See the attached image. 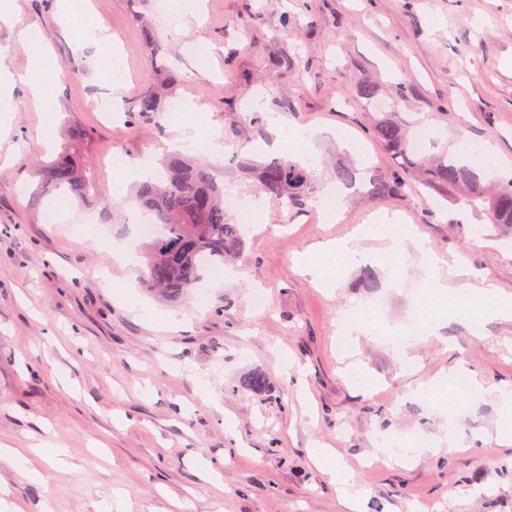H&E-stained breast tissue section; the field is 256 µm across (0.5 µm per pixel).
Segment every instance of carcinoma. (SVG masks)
<instances>
[{
    "label": "carcinoma",
    "mask_w": 512,
    "mask_h": 512,
    "mask_svg": "<svg viewBox=\"0 0 512 512\" xmlns=\"http://www.w3.org/2000/svg\"><path fill=\"white\" fill-rule=\"evenodd\" d=\"M160 107V98L148 95L136 104L137 117L148 118ZM371 133L389 153L408 156L405 129L388 113L376 119ZM410 164L422 169L421 184L396 172L374 174L369 179L371 195L419 197L423 188L464 186L469 193L466 205L475 208L481 204L491 223L512 227V176L488 179L459 159L439 158L427 163L413 158ZM161 167L160 172L138 184L135 201L163 225L164 232L137 246V251L145 257L141 280L147 291L159 299L177 302L202 279V259L222 265L243 251L245 225L227 217L224 187L190 157L172 155L161 162ZM245 167L255 170L260 189L290 218L301 213L319 191L318 178L308 163L276 157L261 163L247 161ZM357 175L354 167L344 164L337 165L334 172L336 182L347 188L356 185ZM44 192L81 202L101 195L90 169L81 167L66 148L41 167L34 194Z\"/></svg>",
    "instance_id": "cac0c4a2"
}]
</instances>
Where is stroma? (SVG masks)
Instances as JSON below:
<instances>
[{
  "instance_id": "stroma-1",
  "label": "stroma",
  "mask_w": 512,
  "mask_h": 512,
  "mask_svg": "<svg viewBox=\"0 0 512 512\" xmlns=\"http://www.w3.org/2000/svg\"><path fill=\"white\" fill-rule=\"evenodd\" d=\"M61 67L54 121L36 111L25 85L13 90L10 135L0 139V485L21 512H98L123 490L129 512H350L312 462L332 448L365 492L363 512H512V443L496 435L500 406L486 388H512V316L480 329L449 319L439 335L412 341L415 371L391 340L359 337L343 352L340 316L379 295L387 320L405 323L425 287L418 257L394 272L380 262L382 235L363 240L367 264L342 268L335 288L305 275L302 255L320 242L396 211L426 248L458 267L456 284L512 293V231L483 209L457 224L464 192L424 198L343 201L338 222L308 207L296 219L258 193L242 159L266 153L294 130L315 129L318 169L352 160L389 172L394 163L370 133L377 98L408 130L430 134L426 155L452 154L459 134L493 142L512 162V0H202L200 22L158 29L165 70L133 14L151 20L154 0H90L89 12L116 39L120 78L96 64L82 23L64 25L59 0H19ZM258 15L250 33L238 20ZM205 40L209 68L195 45ZM291 59L273 67L272 57ZM158 112L128 122L143 96ZM196 102L194 133H222L214 157L191 154L242 202L260 200L240 257L220 278L204 276L206 306L147 295L139 265L116 261L111 245L140 244L139 211L115 197L108 158L162 157L177 131L172 100ZM291 110H283L282 100ZM266 122L256 128L254 112ZM94 170L101 196L46 223L53 196L27 193L35 162L62 149ZM372 273L375 289L362 287ZM263 290L265 309L252 305ZM356 361L377 386L358 389ZM477 380L451 407L411 395L454 366ZM262 374L266 391L250 379ZM414 432L459 445L403 465L375 461L377 434ZM70 449L56 465L42 441ZM40 474L30 481L27 470Z\"/></svg>"
}]
</instances>
